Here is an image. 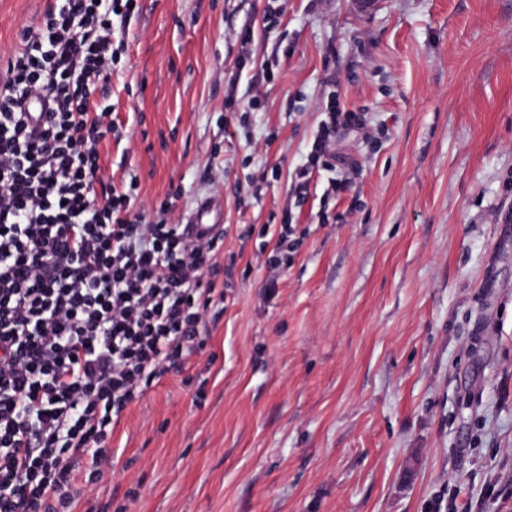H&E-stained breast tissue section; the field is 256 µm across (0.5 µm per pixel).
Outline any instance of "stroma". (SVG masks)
<instances>
[{
    "mask_svg": "<svg viewBox=\"0 0 512 512\" xmlns=\"http://www.w3.org/2000/svg\"><path fill=\"white\" fill-rule=\"evenodd\" d=\"M53 2L0 0V57ZM114 38L102 176L216 206L235 273L69 512H512V0H136ZM332 103L365 126L296 203Z\"/></svg>",
    "mask_w": 512,
    "mask_h": 512,
    "instance_id": "35a3bbf8",
    "label": "stroma"
}]
</instances>
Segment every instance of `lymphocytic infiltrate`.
<instances>
[{
	"instance_id": "obj_1",
	"label": "lymphocytic infiltrate",
	"mask_w": 512,
	"mask_h": 512,
	"mask_svg": "<svg viewBox=\"0 0 512 512\" xmlns=\"http://www.w3.org/2000/svg\"><path fill=\"white\" fill-rule=\"evenodd\" d=\"M134 0H62L0 78V512H66L70 459L103 478L112 424L200 344L223 303V237L146 221L100 174L113 131L114 17Z\"/></svg>"
}]
</instances>
